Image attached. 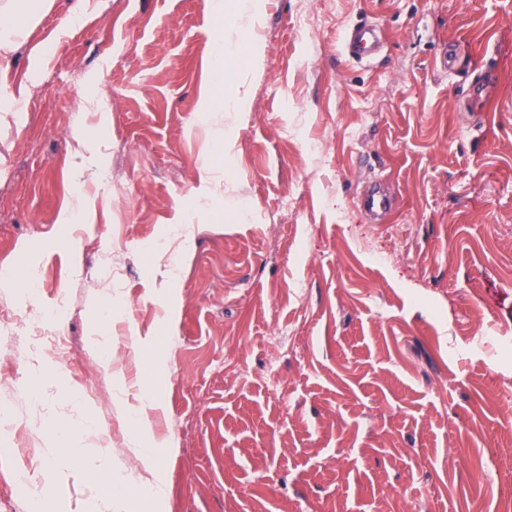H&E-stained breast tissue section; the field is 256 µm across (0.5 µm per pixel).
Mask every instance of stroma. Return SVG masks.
I'll use <instances>...</instances> for the list:
<instances>
[{
    "mask_svg": "<svg viewBox=\"0 0 512 512\" xmlns=\"http://www.w3.org/2000/svg\"><path fill=\"white\" fill-rule=\"evenodd\" d=\"M72 2L0 62V267L47 280L0 308L65 298L74 353L0 325V512H85L88 478L27 488L56 430L96 453L89 421L147 512L121 411L141 389L166 512H512V0H261V64L208 117L214 49L252 38L230 18ZM364 18L384 50L361 65L341 35ZM83 132L105 165L77 180ZM78 187L94 221L62 223ZM392 199L381 184H375L373 191L360 201V207L367 215H374L378 212L391 208Z\"/></svg>",
    "mask_w": 512,
    "mask_h": 512,
    "instance_id": "obj_1",
    "label": "stroma"
}]
</instances>
